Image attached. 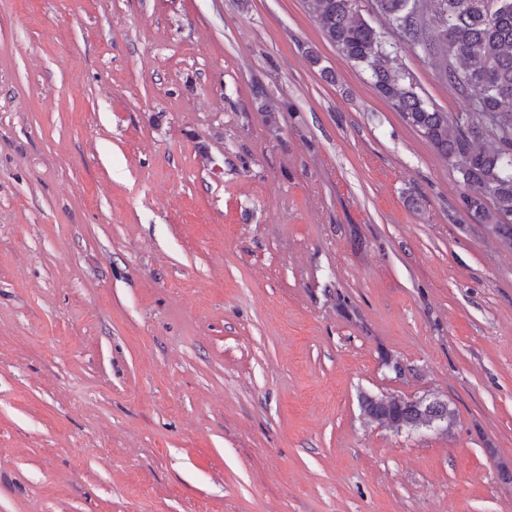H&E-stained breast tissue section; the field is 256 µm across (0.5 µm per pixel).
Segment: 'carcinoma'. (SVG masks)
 I'll return each instance as SVG.
<instances>
[{"mask_svg":"<svg viewBox=\"0 0 512 512\" xmlns=\"http://www.w3.org/2000/svg\"><path fill=\"white\" fill-rule=\"evenodd\" d=\"M331 45L370 73L378 95L400 112L455 170L463 186L460 204L512 250V0H371V12L387 27L365 18L357 0H308ZM406 45L425 56L442 54L439 77L463 101L464 111L441 112L416 92L406 73L390 66V51ZM268 127L288 109L261 84L253 85ZM493 145H477L479 137ZM381 364L405 374L403 359L386 352ZM367 424L410 434L437 421L448 435L458 415L441 395L399 392L358 394Z\"/></svg>","mask_w":512,"mask_h":512,"instance_id":"cac0c4a2","label":"carcinoma"}]
</instances>
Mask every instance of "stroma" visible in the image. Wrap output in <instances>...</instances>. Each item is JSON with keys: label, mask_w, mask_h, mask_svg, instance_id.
Instances as JSON below:
<instances>
[{"label": "stroma", "mask_w": 512, "mask_h": 512, "mask_svg": "<svg viewBox=\"0 0 512 512\" xmlns=\"http://www.w3.org/2000/svg\"><path fill=\"white\" fill-rule=\"evenodd\" d=\"M461 192L307 0H0V512H512V251ZM252 94L258 103V112L264 113L266 124L269 128H278L277 116L278 112L288 110V106L283 100H279L271 95L263 84L253 85ZM358 405L365 423L408 435L425 429L424 425L432 420L439 426L437 433L448 435L458 423L455 408L448 399L435 393L412 398L399 392L360 391Z\"/></svg>", "instance_id": "35a3bbf8"}]
</instances>
